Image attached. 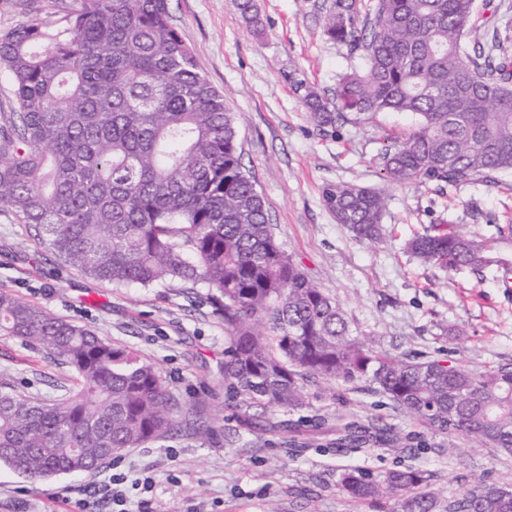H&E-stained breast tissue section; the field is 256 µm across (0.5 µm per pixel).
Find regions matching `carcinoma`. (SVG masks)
Masks as SVG:
<instances>
[{"label": "carcinoma", "instance_id": "obj_1", "mask_svg": "<svg viewBox=\"0 0 512 512\" xmlns=\"http://www.w3.org/2000/svg\"><path fill=\"white\" fill-rule=\"evenodd\" d=\"M261 24L255 0H236ZM475 0H330L329 39L366 66L338 76L332 96L303 103L337 132L380 113L417 119L376 155L393 184L490 186L512 172V27L472 33ZM0 74L16 109L0 114V206L31 224L57 259L110 286L191 283L224 321V405L243 433L292 430L267 413L305 404L313 383L386 395L448 440L512 455V368L476 372L451 359L393 354L355 334L340 305L277 242L262 195L243 170L234 113L171 24L168 0H72L62 15L0 36ZM326 208L359 240L382 234L374 189L328 184ZM423 264L512 282V224L486 237L435 224L405 244ZM0 336L46 348L77 391L46 400L0 390V463L33 481L90 471L125 448L165 438L180 422L168 383L135 351L0 290ZM377 420L336 416L338 448H413ZM421 469L339 478L354 501L434 512ZM508 483H481L448 512H512Z\"/></svg>", "mask_w": 512, "mask_h": 512}]
</instances>
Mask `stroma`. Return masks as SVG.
Instances as JSON below:
<instances>
[{
    "label": "stroma",
    "mask_w": 512,
    "mask_h": 512,
    "mask_svg": "<svg viewBox=\"0 0 512 512\" xmlns=\"http://www.w3.org/2000/svg\"><path fill=\"white\" fill-rule=\"evenodd\" d=\"M66 0H0V34L54 17ZM326 0H255L262 24L244 23L234 0H169L171 22L198 66L239 118L242 164L263 196L274 233L307 275L327 288L347 319L395 354L449 357L474 371L512 363V291L495 272L425 265L405 242L433 224L494 233L512 222V173L495 188L481 180L437 191L388 185L375 155L408 132L414 116L381 113L339 133L319 132L303 104L306 89L329 94L338 74L361 67L359 55L323 31ZM382 189L380 239L356 241L322 199L324 186ZM153 363L181 410L195 409L213 429H181L121 451L100 468L32 481L0 465V512H113L104 488L125 476L130 512H381L352 502L337 482L343 469L418 467L430 475L436 512L480 481L512 477V456L484 446L449 453L446 437L422 431L385 396L341 385L310 388L304 407L271 411L309 427L316 414L379 418L422 432L419 448H361L348 453L318 437L303 453L283 441L224 442V323L205 289L177 285L113 288L59 265L32 227L0 207V289ZM26 395L73 394L71 370L47 349L0 336V388Z\"/></svg>",
    "instance_id": "35a3bbf8"
}]
</instances>
